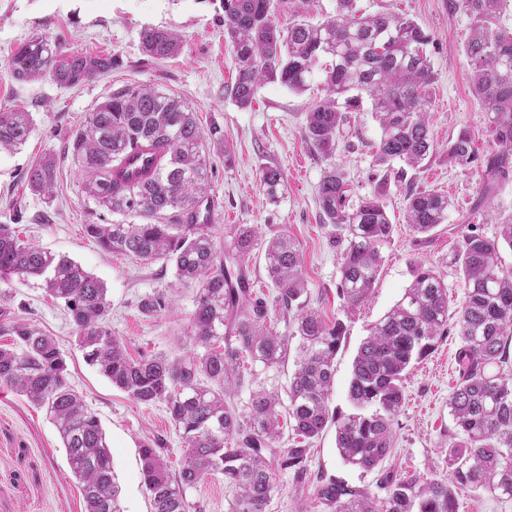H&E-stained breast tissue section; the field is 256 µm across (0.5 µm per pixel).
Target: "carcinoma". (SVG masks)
I'll return each mask as SVG.
<instances>
[{
	"instance_id": "obj_1",
	"label": "carcinoma",
	"mask_w": 512,
	"mask_h": 512,
	"mask_svg": "<svg viewBox=\"0 0 512 512\" xmlns=\"http://www.w3.org/2000/svg\"><path fill=\"white\" fill-rule=\"evenodd\" d=\"M220 5L224 34L235 53L231 95L239 106L250 105L266 79L304 90L318 67L325 96L306 113L304 133L322 157L336 152L347 113L360 111L365 95L381 128L376 165L390 169L400 161L414 168L434 150L425 109L434 82L425 51L430 37L413 20L363 16L355 0H336V14L322 23L295 19L278 27L271 20L273 0H220ZM507 6L509 0L450 2L472 21L465 49L471 88L487 112V135L494 145L481 172L487 188L512 173V33L498 25ZM139 40L155 60L175 55L182 43L178 34L153 26L142 28ZM117 63L110 54H68L45 35L31 38L9 60L17 79L48 77L64 88L109 73ZM32 126L31 113L22 108L0 111V150L23 145ZM213 148L224 149L220 127L203 132L182 101L147 86L98 106L71 137L87 199L122 216L110 224H87L86 233L111 253L170 263L180 282L197 287L191 340L201 353L130 358L108 325L104 283L65 256L22 243L9 225H0V279H43L49 296L64 303L86 362L136 403L165 406L185 454L173 473L162 449L149 442L139 448L153 512H188L187 490L217 475L234 492L231 512H267L276 473H291L298 487L310 481V446L330 425L346 464L363 472L381 469L391 453L406 376L449 325L462 340L459 377L448 401L458 429L448 440L449 473L422 481L387 471L378 485L382 497L329 482L318 486L316 499L333 512H457L461 487L512 499V371L505 372L512 364V272L501 268L499 258L500 243L512 248V220L500 225L497 239L462 233L454 260L467 295L454 314L441 275L422 262L414 264L411 284L371 325L354 357L348 387L354 412L336 418L328 401L343 326L326 323L302 300L307 286L288 233L263 241L255 228L240 224L216 249L211 206H203L209 200ZM143 150L150 151L152 166L137 173L129 159ZM447 156L448 163L465 169L477 161L467 132L448 141ZM26 179L32 191L51 196L54 157L31 166ZM260 182L269 201L278 202L283 171L266 166ZM346 186L344 173L330 166L318 185V202L322 227L340 255L337 293L354 311L374 288L393 224L383 202L386 183L354 207L346 205ZM169 210L175 215L167 218ZM447 213V196L410 192L406 223L415 232H430ZM258 247L278 288L271 301L252 298L243 268ZM166 306V296L156 293L142 299L139 310L153 315ZM294 309L290 334L268 325L271 315L285 320ZM8 335L12 344L0 346V385L46 409L70 471L83 484L85 512H124L106 435L68 384L59 345L20 319L11 322ZM294 338L300 357L285 403L278 392L257 385L252 366L285 363ZM246 388L250 396L241 411L235 397ZM285 420L299 438L291 448L280 447Z\"/></svg>"
}]
</instances>
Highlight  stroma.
I'll return each mask as SVG.
<instances>
[{"instance_id": "1", "label": "stroma", "mask_w": 512, "mask_h": 512, "mask_svg": "<svg viewBox=\"0 0 512 512\" xmlns=\"http://www.w3.org/2000/svg\"><path fill=\"white\" fill-rule=\"evenodd\" d=\"M363 12L413 19L431 36L427 55L435 72L426 110L436 147L419 167L407 168L402 180H385L371 146L380 139L372 112H356L344 128L332 159L318 154L304 137L305 114L323 98L321 76L310 88L295 92L279 81L262 82L251 106L242 108L230 94L236 77L234 49L224 37L217 0H0V107L31 112L33 129L25 145L0 152V224L12 225L22 241L68 256L102 280L111 303L108 321L131 357L163 354L185 356L196 289L180 283L172 264L141 261L103 251L86 235L85 225L108 224L113 216L87 201L84 174L69 150L71 136L89 112L112 95L146 85L182 99L201 127L224 129L225 152H212L211 222L216 244H223L232 225L255 227L261 238L288 232L298 243L307 301L330 323L343 325L334 360L335 376L329 411L352 413L348 399L352 362L368 327L402 296L413 279V264L434 267L448 286V309L457 311L466 283L452 264L463 226L492 238L500 224L512 219V177L485 190L479 170L450 164L448 142L469 132L479 156L493 145L486 133V114L471 89L465 47L471 20L450 10L448 0H357ZM336 12V0H274L272 18L287 26L295 15L323 21ZM166 27L182 39L179 53L154 60L139 48L143 27ZM46 35L64 51L117 55L112 72L72 88L48 79L18 81L10 67L12 53L27 39ZM53 155L57 180L51 198L34 194L25 181L28 168ZM337 165L348 183V202L372 195L386 184V212L393 224L391 243L370 298L348 312L336 293L339 254L321 227L318 185L325 168ZM278 166L286 182L277 203H270L261 184L263 167ZM433 189L447 195L444 224L431 232H415L405 221L408 194ZM6 293V315L0 325L20 318L56 339L65 354L67 379L97 414L113 449L112 465L124 512H152L139 447L159 443L171 471H178L185 449L164 405L133 402L126 393L89 365L76 343V331L60 302L49 297L39 278L0 280ZM170 303L155 315H143L140 300L153 293ZM457 334L439 339L434 350L415 363L405 381V403L397 417L395 446L382 470L369 473L345 464L327 428L313 443L311 483L292 484L291 474L276 475L279 486L268 512H298L315 495L317 481L339 482L378 493L382 471H398L421 479L448 472V438L456 432L448 408L449 384L458 378ZM189 512H229L232 492L222 478H211L188 490ZM80 482L72 475L61 439L44 410L8 387L0 386V512H83Z\"/></svg>"}]
</instances>
